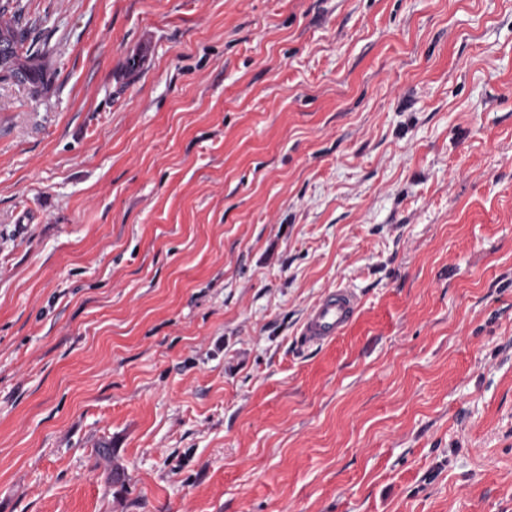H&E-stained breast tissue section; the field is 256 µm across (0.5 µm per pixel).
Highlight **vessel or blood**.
Here are the masks:
<instances>
[{
    "instance_id": "vessel-or-blood-1",
    "label": "vessel or blood",
    "mask_w": 512,
    "mask_h": 512,
    "mask_svg": "<svg viewBox=\"0 0 512 512\" xmlns=\"http://www.w3.org/2000/svg\"><path fill=\"white\" fill-rule=\"evenodd\" d=\"M359 306L357 296L348 289L329 293L307 313L301 336L305 343L317 345L341 336L351 323Z\"/></svg>"
}]
</instances>
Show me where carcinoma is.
<instances>
[{
	"label": "carcinoma",
	"mask_w": 512,
	"mask_h": 512,
	"mask_svg": "<svg viewBox=\"0 0 512 512\" xmlns=\"http://www.w3.org/2000/svg\"><path fill=\"white\" fill-rule=\"evenodd\" d=\"M20 0H0V14H11L13 22L0 25V72L32 87L45 88L50 76L44 64V50L19 23Z\"/></svg>",
	"instance_id": "cac0c4a2"
}]
</instances>
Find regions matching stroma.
Wrapping results in <instances>:
<instances>
[{"label": "stroma", "mask_w": 512, "mask_h": 512, "mask_svg": "<svg viewBox=\"0 0 512 512\" xmlns=\"http://www.w3.org/2000/svg\"><path fill=\"white\" fill-rule=\"evenodd\" d=\"M21 3L0 512H512V0ZM358 306L357 296L349 289L329 293L307 313L300 336L312 345L333 341L346 331Z\"/></svg>", "instance_id": "obj_1"}]
</instances>
